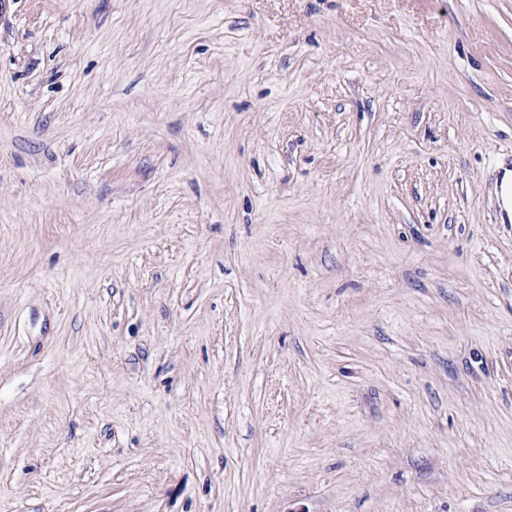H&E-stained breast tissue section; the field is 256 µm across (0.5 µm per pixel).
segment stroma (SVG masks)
<instances>
[{
    "mask_svg": "<svg viewBox=\"0 0 512 512\" xmlns=\"http://www.w3.org/2000/svg\"><path fill=\"white\" fill-rule=\"evenodd\" d=\"M512 0H0V512H512Z\"/></svg>",
    "mask_w": 512,
    "mask_h": 512,
    "instance_id": "obj_1",
    "label": "stroma"
}]
</instances>
